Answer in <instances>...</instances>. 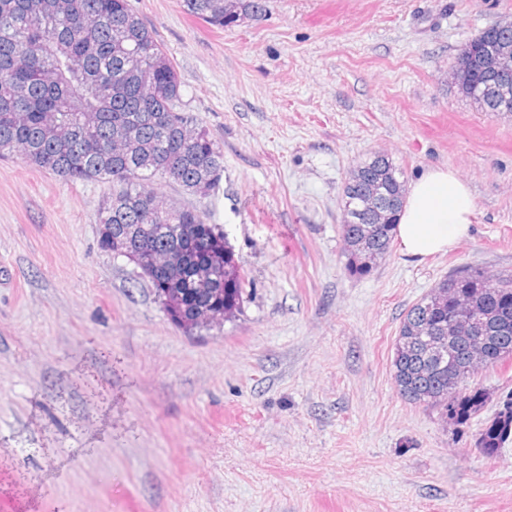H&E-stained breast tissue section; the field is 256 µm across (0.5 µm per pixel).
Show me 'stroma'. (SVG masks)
I'll list each match as a JSON object with an SVG mask.
<instances>
[{"mask_svg": "<svg viewBox=\"0 0 512 512\" xmlns=\"http://www.w3.org/2000/svg\"><path fill=\"white\" fill-rule=\"evenodd\" d=\"M221 146L218 188L169 203L220 224L250 282L232 320L186 331L100 245L109 185L0 157V512H512V444L481 435L512 362L475 375L463 423L392 378L404 313L461 264L512 274V115L448 82L512 0H266L214 27L130 0ZM468 183L470 232L442 255L343 250L350 169Z\"/></svg>", "mask_w": 512, "mask_h": 512, "instance_id": "35a3bbf8", "label": "stroma"}]
</instances>
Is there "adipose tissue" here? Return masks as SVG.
I'll return each mask as SVG.
<instances>
[{
	"label": "adipose tissue",
	"instance_id": "1",
	"mask_svg": "<svg viewBox=\"0 0 512 512\" xmlns=\"http://www.w3.org/2000/svg\"><path fill=\"white\" fill-rule=\"evenodd\" d=\"M474 209L471 189L456 171L429 168L411 184L398 216L401 253L422 259L446 252L467 235Z\"/></svg>",
	"mask_w": 512,
	"mask_h": 512
}]
</instances>
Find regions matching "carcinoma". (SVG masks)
<instances>
[{
    "label": "carcinoma",
    "instance_id": "carcinoma-1",
    "mask_svg": "<svg viewBox=\"0 0 512 512\" xmlns=\"http://www.w3.org/2000/svg\"><path fill=\"white\" fill-rule=\"evenodd\" d=\"M186 14L222 27L264 11V0H182ZM458 91L485 112L512 109V89L476 76L475 63L455 64ZM182 81L156 33L128 0H0V157L19 153L32 168L66 181L112 184L98 213L102 247L132 261L164 308L192 331L235 317L246 277L224 228L190 207L166 205L155 182L205 194L224 171V154L182 109ZM405 197L403 172L373 153L344 182L340 225L349 264L368 270L389 254ZM482 315L492 334L482 350L497 360L512 348V274L461 266L439 280L403 315L392 359L402 398L440 407L466 421L485 394L427 357L420 336L452 341L458 359L473 353L464 318ZM512 440V401L486 427L483 453L496 457Z\"/></svg>",
    "mask_w": 512,
    "mask_h": 512
}]
</instances>
